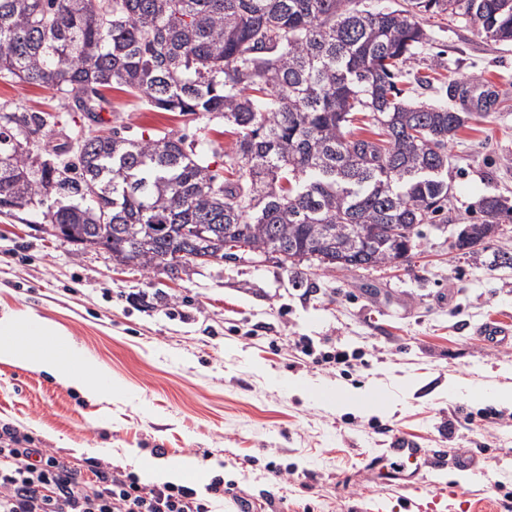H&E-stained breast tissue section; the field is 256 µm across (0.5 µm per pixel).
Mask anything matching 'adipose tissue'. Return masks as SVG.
<instances>
[{
  "instance_id": "ef3b65f1",
  "label": "adipose tissue",
  "mask_w": 512,
  "mask_h": 512,
  "mask_svg": "<svg viewBox=\"0 0 512 512\" xmlns=\"http://www.w3.org/2000/svg\"><path fill=\"white\" fill-rule=\"evenodd\" d=\"M55 330V325L34 314L13 310L0 312V361L11 362L33 371L47 372L57 382L89 395L97 393L100 389L99 378L103 374L98 364L87 360L82 368L77 369L51 353L21 346L16 342L20 336H41Z\"/></svg>"
}]
</instances>
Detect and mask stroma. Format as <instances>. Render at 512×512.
<instances>
[{"label": "stroma", "mask_w": 512, "mask_h": 512, "mask_svg": "<svg viewBox=\"0 0 512 512\" xmlns=\"http://www.w3.org/2000/svg\"><path fill=\"white\" fill-rule=\"evenodd\" d=\"M428 35L407 69L430 85L414 99L484 112L448 145V219L426 224L409 261L353 273L294 269L238 252L177 279L117 264L104 249L76 253L49 236L40 211L0 212V312L37 315L66 331L80 357L102 364L98 396L43 372L0 362V424L76 464L95 459L124 475L138 463L202 464L194 487L222 512L226 491L254 512H505L512 504V408L479 405L477 387L512 388V347L485 344L490 321L512 333V223L486 250L452 243L496 195L512 206V43L461 19L414 15ZM473 76L468 95L462 78ZM99 118L70 111L55 90L0 77V113L48 118L33 139L48 151L76 135L168 133L206 147L215 164L236 136L223 123L162 112L119 89ZM333 385L332 405L288 390L278 376ZM462 389L449 395V381ZM395 412L354 404L367 387ZM447 460L390 482L372 464L393 437ZM474 466L454 480L459 455Z\"/></svg>", "instance_id": "35a3bbf8"}]
</instances>
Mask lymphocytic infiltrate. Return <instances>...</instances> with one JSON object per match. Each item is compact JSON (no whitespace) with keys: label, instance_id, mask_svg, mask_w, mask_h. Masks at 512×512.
Returning a JSON list of instances; mask_svg holds the SVG:
<instances>
[{"label":"lymphocytic infiltrate","instance_id":"1","mask_svg":"<svg viewBox=\"0 0 512 512\" xmlns=\"http://www.w3.org/2000/svg\"><path fill=\"white\" fill-rule=\"evenodd\" d=\"M0 427V512H212L197 490L143 485L98 462L76 467L43 448H19Z\"/></svg>","mask_w":512,"mask_h":512}]
</instances>
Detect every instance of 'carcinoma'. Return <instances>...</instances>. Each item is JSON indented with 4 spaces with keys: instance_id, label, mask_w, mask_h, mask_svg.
Returning <instances> with one entry per match:
<instances>
[{
    "instance_id": "carcinoma-1",
    "label": "carcinoma",
    "mask_w": 512,
    "mask_h": 512,
    "mask_svg": "<svg viewBox=\"0 0 512 512\" xmlns=\"http://www.w3.org/2000/svg\"><path fill=\"white\" fill-rule=\"evenodd\" d=\"M512 42V0H411ZM353 0H0V75L96 111L102 88L166 112L224 120L238 138L215 169L182 137L81 136L76 162L30 148L0 114V208L120 264L233 242L353 272L415 247L448 202V143L472 112L404 102L396 79L426 39L403 10ZM368 118L374 136L352 129ZM477 234L512 220L478 204Z\"/></svg>"
}]
</instances>
